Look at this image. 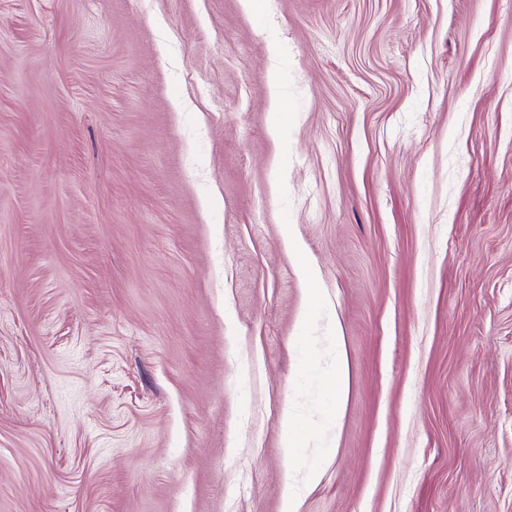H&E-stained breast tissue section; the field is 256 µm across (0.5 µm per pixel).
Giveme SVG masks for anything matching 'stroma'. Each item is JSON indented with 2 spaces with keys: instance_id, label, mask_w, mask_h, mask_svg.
<instances>
[{
  "instance_id": "1",
  "label": "stroma",
  "mask_w": 512,
  "mask_h": 512,
  "mask_svg": "<svg viewBox=\"0 0 512 512\" xmlns=\"http://www.w3.org/2000/svg\"><path fill=\"white\" fill-rule=\"evenodd\" d=\"M268 10L0 0V512H281L301 253L347 388L299 512H512V0Z\"/></svg>"
}]
</instances>
